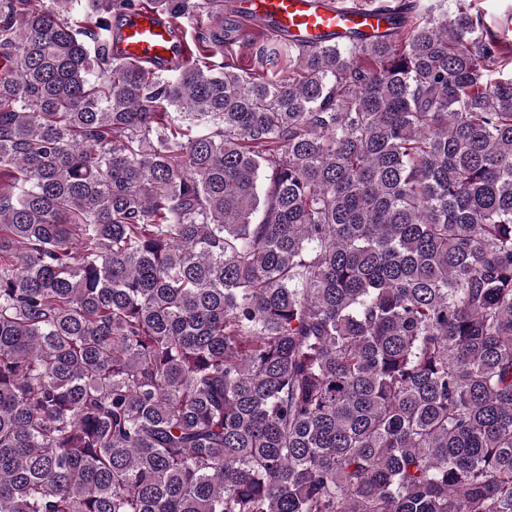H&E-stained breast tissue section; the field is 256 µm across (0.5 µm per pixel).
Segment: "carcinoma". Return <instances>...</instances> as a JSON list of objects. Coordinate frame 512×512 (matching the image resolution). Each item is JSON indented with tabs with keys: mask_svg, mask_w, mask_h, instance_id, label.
Segmentation results:
<instances>
[{
	"mask_svg": "<svg viewBox=\"0 0 512 512\" xmlns=\"http://www.w3.org/2000/svg\"><path fill=\"white\" fill-rule=\"evenodd\" d=\"M364 2L256 74L0 0V512H512V12Z\"/></svg>",
	"mask_w": 512,
	"mask_h": 512,
	"instance_id": "carcinoma-1",
	"label": "carcinoma"
}]
</instances>
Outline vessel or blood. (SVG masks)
Wrapping results in <instances>:
<instances>
[{
  "mask_svg": "<svg viewBox=\"0 0 512 512\" xmlns=\"http://www.w3.org/2000/svg\"><path fill=\"white\" fill-rule=\"evenodd\" d=\"M237 13L264 25L277 37L316 47L339 38H366L384 30L383 14L334 0H236ZM178 20L147 8L129 11L114 45L122 59L164 64L184 58Z\"/></svg>",
  "mask_w": 512,
  "mask_h": 512,
  "instance_id": "vessel-or-blood-1",
  "label": "vessel or blood"
}]
</instances>
